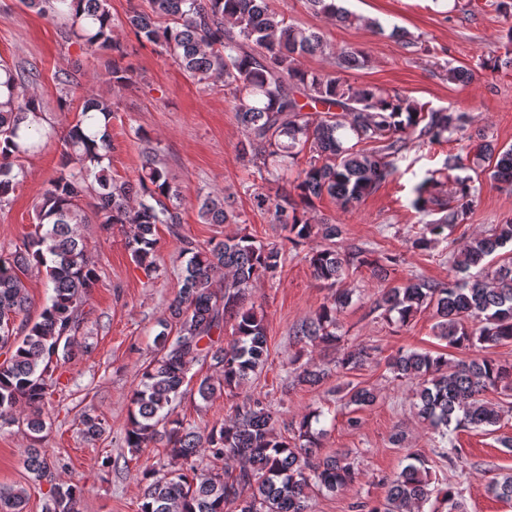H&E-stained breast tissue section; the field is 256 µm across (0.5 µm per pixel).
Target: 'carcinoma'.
<instances>
[{
    "label": "carcinoma",
    "mask_w": 512,
    "mask_h": 512,
    "mask_svg": "<svg viewBox=\"0 0 512 512\" xmlns=\"http://www.w3.org/2000/svg\"><path fill=\"white\" fill-rule=\"evenodd\" d=\"M316 14L350 23L356 17L336 0H305ZM41 15L63 21L69 36L89 51L117 52L114 22L107 0H22ZM151 12L130 11L120 27L128 28L143 44L170 54L192 80H220L224 98L243 126L239 158L246 166L266 172H296L273 197L256 192L257 208L272 213L288 232L286 240L300 245L314 236L327 241L308 253L314 276L334 289L331 301L303 321L294 336L305 344L334 345L337 315L352 303L353 291L339 288L349 271L374 265V274L387 276L386 263H374L366 251L341 250L336 240L342 225L315 221L307 214L312 199L328 195L344 209L359 203L396 170L410 145L461 140L465 115L449 107L434 109L397 92L373 85H355L343 76L367 63L358 50L328 48L323 36L286 21L269 0H149ZM391 37L408 53L418 41L395 26ZM327 54L334 71L303 67L307 55ZM0 203L24 177V161L57 136L44 125L41 101L24 90L36 74L0 62ZM115 88L131 83L129 69L112 64ZM67 106L75 93L74 77L57 75ZM112 99L87 96L75 124L62 138V163L34 207L35 230L14 250L0 251V428L22 425L31 440L43 439L47 429L44 408L56 390L54 372L69 356L75 335L84 323L83 306L98 284V274L81 241L79 227L90 223L83 200H93L95 216L108 229L129 226L128 245L133 263L146 272L156 268L158 225L164 224L185 258L181 287L169 303L168 318L155 336L159 357L143 370L131 395L125 425V444L132 454L162 445L174 468L146 469L139 512H309L314 494L334 495L351 484L358 472L349 454L324 458L317 453L318 432L313 424L323 412L303 415L292 435L277 431L278 415L262 399L248 397L236 406L234 417L200 429L175 415V403L192 366L210 364L219 381L200 379L199 397L207 402L218 392L232 393L268 359L263 318L246 307L254 281L273 277L281 268L282 248L249 234L236 233L203 246L181 232L177 187L154 156L146 155L135 182L116 181L109 173L112 145ZM487 164L489 179L512 186V146H499L486 137L450 153L439 174L453 176V193L443 200L433 193L441 185L431 175L416 188L413 206L435 218L423 224L412 241L418 250L446 239L478 202L482 184L458 172ZM208 224H226L233 215L224 192H210L199 202ZM512 243V221L493 224L453 250L448 262L455 276L446 283L425 279L383 289L375 309L386 319L409 323L416 314L435 312L436 335L458 350L487 351L512 343V256L500 250ZM496 256L492 264L486 258ZM43 269L51 294L37 319L29 316L30 302L23 276ZM225 272L224 283L215 274ZM232 318L235 339L227 346L215 338ZM376 349L347 347L336 356V370L356 371L371 363ZM388 370L415 384L414 407L441 438L448 440V461L460 462L453 434L479 428L489 434L512 414V363L490 356L448 362V353L401 350L388 358ZM494 390L502 398L484 397ZM375 388L348 384L346 405L353 407L347 425L360 426L355 413L375 404ZM83 434L103 435L105 421L84 412ZM234 461L238 468L214 473L202 466L204 457ZM411 463L389 482L383 502L356 503V512H420L435 498L447 512H461V490L453 485L431 486L427 460L410 455ZM24 466L36 481L50 483L45 512H80L83 488L58 482L54 463L44 448L26 449ZM488 490L498 499L512 500V473L493 478ZM24 487L0 488V512H24Z\"/></svg>",
    "instance_id": "cac0c4a2"
}]
</instances>
